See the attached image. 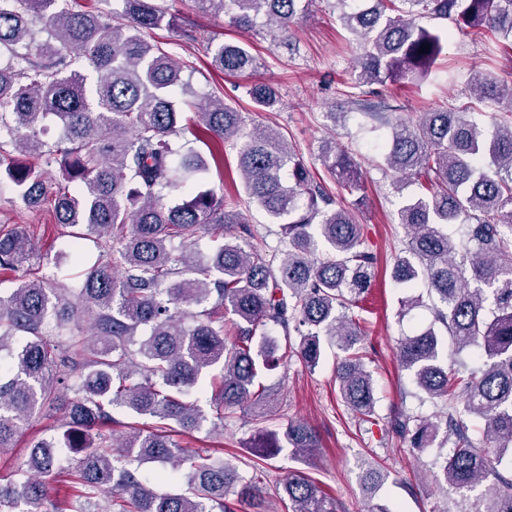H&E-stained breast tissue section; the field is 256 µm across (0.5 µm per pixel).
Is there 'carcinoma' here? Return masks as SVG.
<instances>
[{
  "instance_id": "obj_1",
  "label": "carcinoma",
  "mask_w": 512,
  "mask_h": 512,
  "mask_svg": "<svg viewBox=\"0 0 512 512\" xmlns=\"http://www.w3.org/2000/svg\"><path fill=\"white\" fill-rule=\"evenodd\" d=\"M69 2L0 0V56L7 55L0 61V176L28 209L53 203L57 224L81 229L78 240L100 241L109 260L88 271L74 294L43 275L0 295V352L11 359L0 366V449L14 446L34 409L64 399L66 445L76 455L64 467L54 441L35 443L0 484V512H26L48 493L47 479L62 473L77 493L61 512H231V497L266 512L268 484L181 446L172 432L199 431L207 421L224 430V422L267 401L256 388L261 371L290 355L315 369L324 336L344 352L336 363L341 401L360 420L372 418L365 333L350 311L372 287L378 258L356 213L339 200L363 189L364 173L344 148L325 143L333 192L280 132H245L241 112L224 97L204 100L194 140L220 153L233 143L249 202L285 226L286 249L273 268L252 245L254 225L228 209L224 196L200 188L208 163L178 126L184 107L195 104L173 99L178 88L189 93L183 66L143 36L174 16L158 0H120L121 9L96 13ZM190 2L200 13L228 16L238 29L263 18L280 36L297 19L299 0ZM355 2L334 0V7L362 42L353 64L362 85L432 74L445 36L423 19L449 20L475 36L488 31L502 53L512 51V0ZM38 33L46 34L39 42ZM211 66L237 75L255 70L257 59L245 42H222L211 48ZM248 94L259 112L279 104L263 81ZM470 97L497 105L491 129L469 118L470 105L393 122L369 103L355 105L362 117L390 126L380 148L396 183L415 179L424 189L397 212L407 242L394 257L392 281L423 286L445 305L435 312L440 328L418 330L398 347L417 388L443 402L444 421L401 415L393 431L421 452L445 430L448 453L434 465L458 495L446 512H512V84L478 73ZM49 119L62 129L56 144L43 139ZM18 151L42 166L20 163ZM52 167L60 176L50 187ZM178 188L184 198L167 200ZM457 224L464 228L458 240L450 231ZM211 226L224 228V242L202 261L193 247ZM176 238L185 247L177 255ZM30 252L23 231L0 226V268L22 266ZM269 325L298 343L280 352L266 337ZM447 338L459 355L448 365ZM462 354L483 366L470 368ZM214 369L208 408L185 400ZM117 408L155 425L107 435ZM94 428L99 442L90 447ZM285 444L306 459L320 439L294 419L281 433L257 431L248 448L265 464ZM148 462L169 466L165 477L185 479V490L157 492L142 471ZM360 470L366 512H391L373 503L385 473L366 461ZM490 476L492 491L473 495ZM275 490L283 512H339L336 498L300 472Z\"/></svg>"
}]
</instances>
